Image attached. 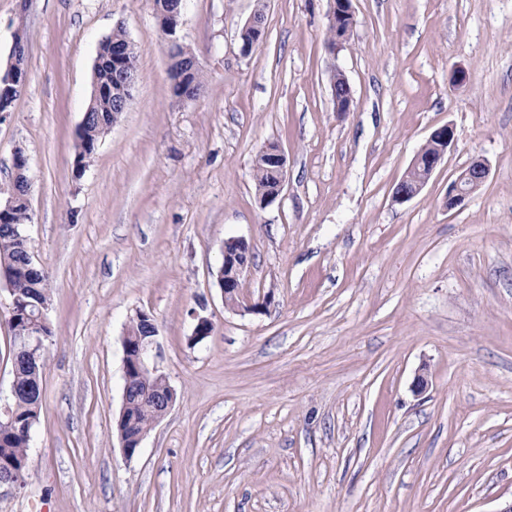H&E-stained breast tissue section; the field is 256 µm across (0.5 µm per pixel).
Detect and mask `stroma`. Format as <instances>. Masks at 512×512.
Returning <instances> with one entry per match:
<instances>
[{
    "instance_id": "obj_1",
    "label": "stroma",
    "mask_w": 512,
    "mask_h": 512,
    "mask_svg": "<svg viewBox=\"0 0 512 512\" xmlns=\"http://www.w3.org/2000/svg\"><path fill=\"white\" fill-rule=\"evenodd\" d=\"M351 3L332 49L329 0H185L177 35L205 91L180 103L152 0H0L1 70L16 33L27 39L25 88L0 118V200L22 150L52 330L24 484L0 487V512L512 503V0ZM259 7L264 35L245 56L239 30ZM119 25L137 56L132 102L79 172L94 61ZM448 123L453 148L393 203ZM269 143L288 179L262 208L252 166ZM477 159L487 181L448 210ZM231 237L250 246L244 291L272 298L263 313L224 304ZM139 310L176 399L129 459L115 419ZM199 315L213 329L196 343ZM454 141L455 130L450 124L443 125L431 133L425 144L416 154L404 177L398 183L396 191L392 195L394 203L405 204L421 193ZM429 143L434 144L435 151L424 156L425 145ZM412 173H415L416 176L410 180L408 176L410 177Z\"/></svg>"
}]
</instances>
